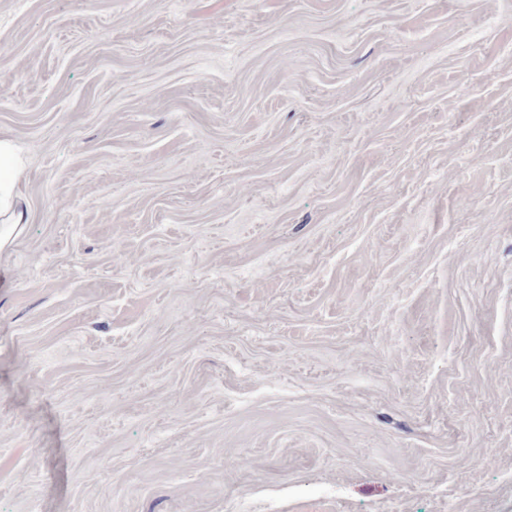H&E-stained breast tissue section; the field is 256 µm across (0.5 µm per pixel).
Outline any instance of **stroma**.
<instances>
[{
	"mask_svg": "<svg viewBox=\"0 0 512 512\" xmlns=\"http://www.w3.org/2000/svg\"><path fill=\"white\" fill-rule=\"evenodd\" d=\"M0 512H512V0H0ZM23 170L19 148L9 138H0V224L5 232L11 226L26 224V214L20 204L17 182Z\"/></svg>",
	"mask_w": 512,
	"mask_h": 512,
	"instance_id": "35a3bbf8",
	"label": "stroma"
}]
</instances>
